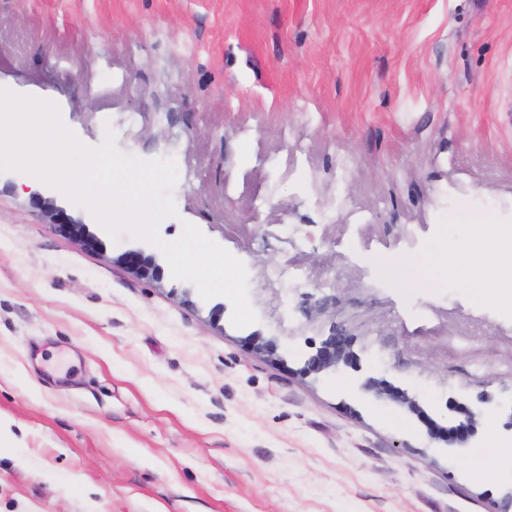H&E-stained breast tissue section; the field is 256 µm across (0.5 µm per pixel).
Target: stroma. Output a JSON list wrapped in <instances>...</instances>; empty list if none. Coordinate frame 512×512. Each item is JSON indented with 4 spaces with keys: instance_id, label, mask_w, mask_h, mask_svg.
I'll use <instances>...</instances> for the list:
<instances>
[{
    "instance_id": "35a3bbf8",
    "label": "stroma",
    "mask_w": 512,
    "mask_h": 512,
    "mask_svg": "<svg viewBox=\"0 0 512 512\" xmlns=\"http://www.w3.org/2000/svg\"><path fill=\"white\" fill-rule=\"evenodd\" d=\"M0 89L173 159L158 237L189 222L241 260L257 315L136 277L120 255L156 245L0 169V512H500L507 414L427 434L512 395V288L406 281L512 225V0H0ZM335 332L349 361L303 375ZM32 203L41 210H44L45 213L50 214L51 224H57L59 228L70 235L78 237L85 246L95 248L101 244L99 239L88 230L85 224L73 221L63 210H58L54 213L48 201L40 195L35 194L32 196ZM361 390L367 392H373V394L378 399H392L404 404L411 411H416L418 408V403L412 397H410L407 392L404 391H396L394 390L387 382L384 380H375L373 378L367 379L360 386ZM483 413L481 406L475 408H466L464 412V420L460 421L458 425L450 428L440 427L435 425L428 431V437L430 440L439 442L443 441L446 444L454 442H463L467 435L473 432L477 418Z\"/></svg>"
}]
</instances>
